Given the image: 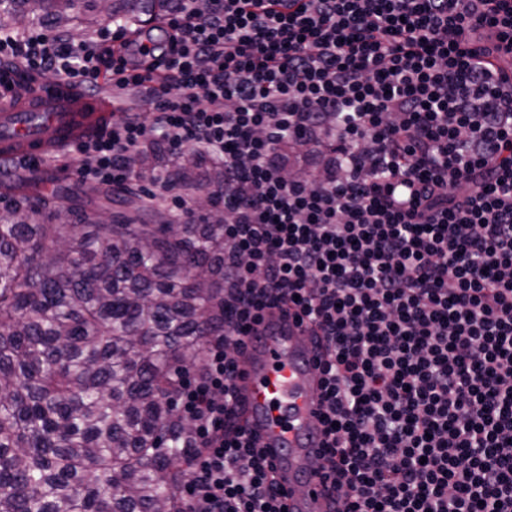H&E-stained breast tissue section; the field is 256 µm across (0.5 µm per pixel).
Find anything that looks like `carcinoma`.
Here are the masks:
<instances>
[{
    "mask_svg": "<svg viewBox=\"0 0 512 512\" xmlns=\"http://www.w3.org/2000/svg\"><path fill=\"white\" fill-rule=\"evenodd\" d=\"M170 0H111L129 24ZM100 0H0V26H89ZM147 144L138 178L196 192L198 224L100 223L103 194L72 223V189L25 180L0 215V512H190L188 425L175 372L203 365L224 326V166Z\"/></svg>",
    "mask_w": 512,
    "mask_h": 512,
    "instance_id": "cac0c4a2",
    "label": "carcinoma"
}]
</instances>
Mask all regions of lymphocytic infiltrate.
<instances>
[{"label":"lymphocytic infiltrate","instance_id":"lymphocytic-infiltrate-1","mask_svg":"<svg viewBox=\"0 0 512 512\" xmlns=\"http://www.w3.org/2000/svg\"><path fill=\"white\" fill-rule=\"evenodd\" d=\"M165 21L158 45L1 27L0 64L136 94L74 147L80 179L124 186L152 141L224 166V331L175 403L191 512H282L234 418L272 307L315 330L336 512H512V0H171Z\"/></svg>","mask_w":512,"mask_h":512}]
</instances>
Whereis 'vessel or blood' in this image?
Masks as SVG:
<instances>
[{
  "mask_svg": "<svg viewBox=\"0 0 512 512\" xmlns=\"http://www.w3.org/2000/svg\"><path fill=\"white\" fill-rule=\"evenodd\" d=\"M117 103L89 96L72 81L21 78L0 71V161L29 176L110 126ZM238 380L239 423L253 434L283 491L286 512H330L329 485L316 470L325 441L321 375L313 330L276 309L246 343Z\"/></svg>",
  "mask_w": 512,
  "mask_h": 512,
  "instance_id": "obj_1",
  "label": "vessel or blood"
}]
</instances>
